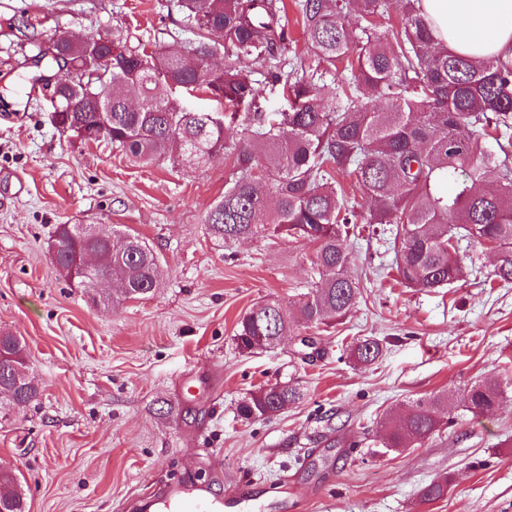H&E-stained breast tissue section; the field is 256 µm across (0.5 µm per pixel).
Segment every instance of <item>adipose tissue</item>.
I'll return each instance as SVG.
<instances>
[{
    "label": "adipose tissue",
    "instance_id": "1",
    "mask_svg": "<svg viewBox=\"0 0 512 512\" xmlns=\"http://www.w3.org/2000/svg\"><path fill=\"white\" fill-rule=\"evenodd\" d=\"M435 39L462 55H512V0H421Z\"/></svg>",
    "mask_w": 512,
    "mask_h": 512
}]
</instances>
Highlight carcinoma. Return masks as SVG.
I'll return each mask as SVG.
<instances>
[{"instance_id":"cac0c4a2","label":"carcinoma","mask_w":512,"mask_h":512,"mask_svg":"<svg viewBox=\"0 0 512 512\" xmlns=\"http://www.w3.org/2000/svg\"><path fill=\"white\" fill-rule=\"evenodd\" d=\"M398 27L377 32L390 0H299L307 60L285 56L284 0H178L193 29L188 50L130 49L119 39L112 74L83 77L84 46L63 41L60 52L72 71L57 90L62 123L77 133L101 115L112 120V146L135 163L166 159L172 166L200 167L228 158L224 195L204 214L208 233L224 242L285 235L315 245L308 291L294 301L253 305L238 321L235 340L251 353L279 344L297 323L314 326L345 318L358 303L359 281L350 272L347 225L382 224L395 254L399 282L430 291L466 275L464 240L499 254L494 277L512 282V57L472 58L436 43L420 0H401ZM357 12L366 26L348 21ZM224 53V67L209 64ZM353 78L322 104L320 81L339 60ZM249 61L282 88L290 108L265 112ZM201 92L228 112H191L182 93ZM237 140L226 139L231 125ZM354 181L371 208L357 214L339 177ZM57 271L73 278L75 263L90 252L97 274L112 276L106 302L142 299L162 283L154 249L138 234L112 231V243L60 224L54 231ZM75 279V278H73ZM77 284L91 287V283ZM382 345L374 338L351 349L363 367L376 363ZM26 365V345L0 332V372ZM15 387L11 403L22 409L38 396L30 379ZM498 380L465 389L467 411L481 415L499 400ZM301 399L290 385L274 384L238 406L246 420L273 417ZM448 395L420 398L402 416L380 421L386 448L424 443L443 426ZM448 492V479L432 481L421 499ZM0 512H29L19 477L0 470Z\"/></svg>"}]
</instances>
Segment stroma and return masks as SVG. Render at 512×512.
Segmentation results:
<instances>
[{
	"mask_svg": "<svg viewBox=\"0 0 512 512\" xmlns=\"http://www.w3.org/2000/svg\"><path fill=\"white\" fill-rule=\"evenodd\" d=\"M114 36L128 47L188 46L176 0H0V329L26 344L39 396L0 412V468L19 475L30 512H139L164 485H248L241 512H512V284L495 258L462 250L464 282L429 292L394 283L384 235L360 225L346 244L359 303L332 327H299L271 350L240 351L239 318L306 292L313 248L267 237L224 243L207 207L230 163L136 164L51 121L56 70L36 45L58 35ZM59 224L131 230L158 253L153 295L104 307L48 251ZM384 346L374 365L347 351ZM499 379L482 417L460 397ZM302 398L247 421L237 405L266 384ZM448 393L450 422L423 444L381 445L383 416ZM447 477L433 502L422 488Z\"/></svg>",
	"mask_w": 512,
	"mask_h": 512,
	"instance_id": "1",
	"label": "stroma"
}]
</instances>
